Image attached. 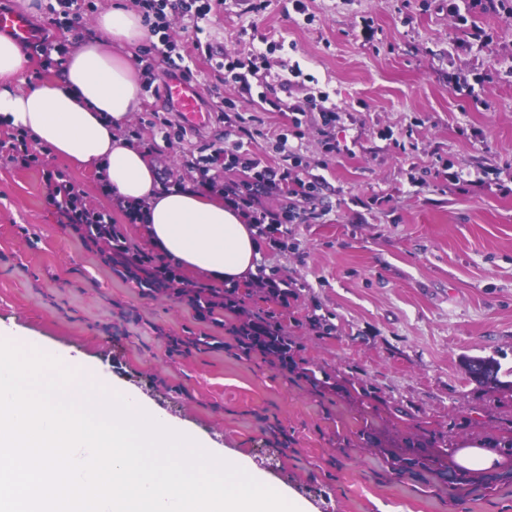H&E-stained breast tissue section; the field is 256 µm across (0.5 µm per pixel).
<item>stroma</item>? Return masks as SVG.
I'll use <instances>...</instances> for the list:
<instances>
[{
    "instance_id": "stroma-1",
    "label": "stroma",
    "mask_w": 512,
    "mask_h": 512,
    "mask_svg": "<svg viewBox=\"0 0 512 512\" xmlns=\"http://www.w3.org/2000/svg\"><path fill=\"white\" fill-rule=\"evenodd\" d=\"M251 4L224 0L204 38L232 54L266 39L261 81L291 78L301 126L206 62L194 84L205 104L260 113L249 150L273 156L270 132L287 131L301 173L322 179L314 217L259 241L286 296L246 280L236 308L200 321L173 290L119 277L46 203L59 170L89 208H110L97 174L31 141L30 166L0 159V328L102 369L309 512H512V0L472 15L490 53L448 0ZM456 75L472 79L460 93ZM323 92L340 115L330 128L310 108ZM223 131L152 153L159 182ZM256 314L281 325L288 365L237 343ZM466 357L495 359L501 387L470 380ZM472 440L506 449L500 473L452 467L451 448ZM409 445L422 462L396 474Z\"/></svg>"
}]
</instances>
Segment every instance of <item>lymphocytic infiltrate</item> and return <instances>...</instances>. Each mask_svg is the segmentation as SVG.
I'll return each instance as SVG.
<instances>
[{
  "instance_id": "f902f5d3",
  "label": "lymphocytic infiltrate",
  "mask_w": 512,
  "mask_h": 512,
  "mask_svg": "<svg viewBox=\"0 0 512 512\" xmlns=\"http://www.w3.org/2000/svg\"><path fill=\"white\" fill-rule=\"evenodd\" d=\"M222 0H136L151 35L142 52L151 59H160L186 80H193L198 60H205L219 79L239 86L242 93L252 91L250 76L259 71L261 51L249 55L231 56L218 51L202 35L210 21L212 11ZM186 21L194 33L190 46L178 45L169 35L174 18ZM217 117L224 125V138L234 144L235 151L225 154L223 147L208 143L200 155H188L185 166L197 172L196 183L209 191H220L232 208L241 212L247 223L259 233L278 230L297 217V204L313 202L319 189L318 178L302 179L291 167L298 156L287 133L273 134L274 159L254 155L244 146L245 137L251 136L250 120L238 112L230 101L215 102ZM238 170L241 182H218L210 176V169ZM46 201L53 208L58 223L71 229L87 228L90 241L105 256L119 276L136 280L149 287L176 289L178 296L191 304H198L201 295L208 292L206 285L189 282L176 276L172 266L163 259L146 252H131L125 234L117 224V216H124L129 223H137L140 207L130 205L118 195H111V211L88 208L72 182L62 173L52 172L47 177ZM277 195L289 199V206L280 210L266 208L262 199Z\"/></svg>"
}]
</instances>
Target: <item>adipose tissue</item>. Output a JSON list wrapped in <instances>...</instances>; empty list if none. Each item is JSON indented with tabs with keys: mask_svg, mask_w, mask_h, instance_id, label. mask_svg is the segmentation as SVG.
<instances>
[{
	"mask_svg": "<svg viewBox=\"0 0 512 512\" xmlns=\"http://www.w3.org/2000/svg\"><path fill=\"white\" fill-rule=\"evenodd\" d=\"M149 37L139 12L115 7L101 13L95 32L76 39L65 68L52 79H32L22 44L0 34V122L28 131L38 143L102 174L130 203H146L149 242L181 268L214 283L254 277L260 260L255 230L222 195L193 184L163 187L146 152L120 131L142 109L136 49ZM457 470L501 471V449L469 442L453 454Z\"/></svg>",
	"mask_w": 512,
	"mask_h": 512,
	"instance_id": "1",
	"label": "adipose tissue"
}]
</instances>
